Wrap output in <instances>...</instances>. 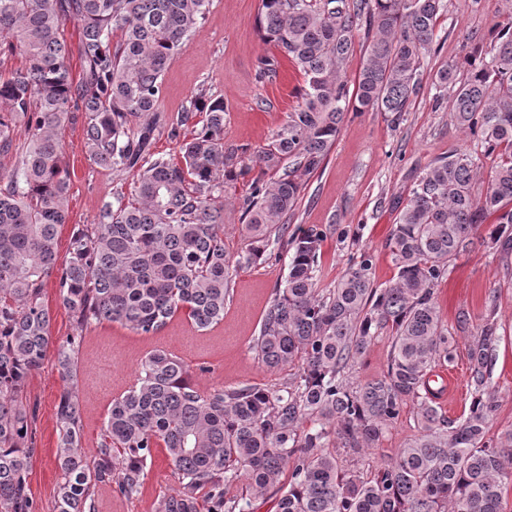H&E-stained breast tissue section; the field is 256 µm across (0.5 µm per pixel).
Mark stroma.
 I'll list each match as a JSON object with an SVG mask.
<instances>
[{"mask_svg": "<svg viewBox=\"0 0 512 512\" xmlns=\"http://www.w3.org/2000/svg\"><path fill=\"white\" fill-rule=\"evenodd\" d=\"M436 38L420 61L421 89L400 123L387 112L367 111L348 116L329 149L323 166L304 177L295 210L284 222L289 230L309 225L327 231L318 272L320 287H333L362 252L374 257L377 283L390 281L396 269L385 246L399 207L426 165L459 150H476L477 142L458 129L446 106L436 101L434 75L447 64H462L475 44L490 43L500 26L512 22V0H445ZM261 0H211L187 46L174 54L166 71L159 110L175 121L198 90L206 88L224 100L225 146L254 151L264 146L297 106L304 89L302 75L281 62L275 80L260 81L257 60L277 55L256 25ZM66 159L71 172L69 222L58 233V250L67 253L74 225L93 223L101 206L117 192H130L134 173L103 169L90 162L82 142V127L64 128ZM248 184L224 187V247L237 254L243 245L242 205ZM275 258L234 272L232 297L224 321L210 331H197L177 318L154 336H141L118 323L103 322L84 329L78 355L77 387L83 409V448L95 456L97 443L113 398L134 381L138 363L155 349L183 359L191 380L204 390L273 385L281 379L252 348L261 321L288 272L290 255L275 244ZM437 302L445 325H454L459 311H468L472 325L495 315L502 339L497 347L491 385L499 406L490 432L512 428V255L484 245L460 258L438 286ZM445 398L438 404L449 418H459L469 404L467 341L458 339L456 359ZM64 384L53 358H46L25 388L37 403L36 448L28 483L36 512H53L59 482L55 456V405ZM415 407L404 406L397 423L379 448L356 461L370 473L393 457L415 432ZM173 467L163 452L153 454L144 488L133 498L116 491L96 494V512H154L159 494L177 490Z\"/></svg>", "mask_w": 512, "mask_h": 512, "instance_id": "stroma-1", "label": "stroma"}]
</instances>
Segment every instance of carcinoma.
Masks as SVG:
<instances>
[{
  "instance_id": "cac0c4a2",
  "label": "carcinoma",
  "mask_w": 512,
  "mask_h": 512,
  "mask_svg": "<svg viewBox=\"0 0 512 512\" xmlns=\"http://www.w3.org/2000/svg\"><path fill=\"white\" fill-rule=\"evenodd\" d=\"M261 2L266 39L305 79L302 103L241 163L224 151V99L200 93L167 128L181 155L174 163L151 155L163 77L210 0H0V57L23 58L9 70L0 60V156L16 155L0 170V512H36L27 475L37 407L23 389L49 355L65 382L54 512H91L98 487L139 494L158 448L180 490L160 496L155 512H254L285 472L277 512H503L512 429L487 438L498 408L495 313L469 337V404L460 418L435 403L429 378L454 362V333L469 329L465 311L451 330L442 322L436 289L450 266L479 241L512 251V24L498 31L489 60L434 76L450 92L457 127L498 161L482 187L481 159L467 150L420 172L386 240L396 275L385 287L375 285L365 252L334 287L320 288L327 232L298 228L287 240L288 274L253 343L282 381L202 392L178 356L156 349L112 400L94 459L82 452L80 341L53 340L45 283L55 278L80 331L107 321L153 336L178 313L200 331L223 322L234 264L272 255L274 223L294 209L303 177L322 166L347 114L376 110L397 122L408 111L445 8V0ZM69 22L81 28L79 82L66 63ZM361 29L366 58L352 94L342 71ZM278 68L276 57L262 56L258 78L273 79ZM79 120L89 160L135 169L137 179L131 196L116 194L95 223L74 228L62 257L57 229L68 219L70 172L61 131ZM19 123L28 146L18 154ZM244 179L246 244L233 260L224 251V185ZM383 332L386 372L349 383ZM409 402L417 434L390 462L370 475L341 465L336 450L353 457L379 447Z\"/></svg>"
}]
</instances>
